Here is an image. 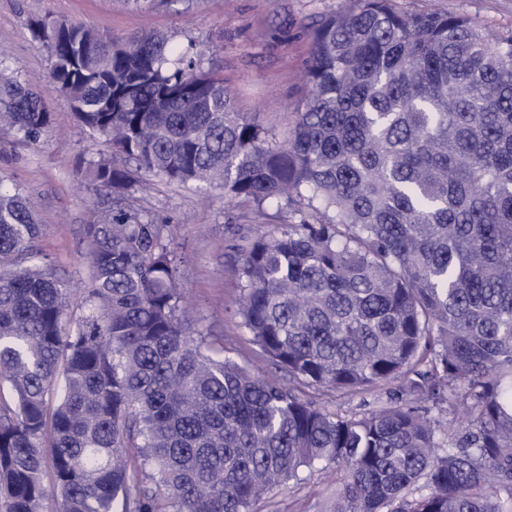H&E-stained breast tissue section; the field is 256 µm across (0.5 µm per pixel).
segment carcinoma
<instances>
[{
	"instance_id": "carcinoma-1",
	"label": "carcinoma",
	"mask_w": 512,
	"mask_h": 512,
	"mask_svg": "<svg viewBox=\"0 0 512 512\" xmlns=\"http://www.w3.org/2000/svg\"><path fill=\"white\" fill-rule=\"evenodd\" d=\"M52 24L31 23L51 84L112 158L87 170L78 300L0 179V512L50 492L59 512H251L319 462L344 473L336 512H512V36L348 0L312 30L281 141L169 37ZM0 125L27 144L51 125L45 91L2 68ZM131 162L286 211L233 250L234 315L288 386L183 315L165 225L123 205ZM393 381L363 415L302 392Z\"/></svg>"
}]
</instances>
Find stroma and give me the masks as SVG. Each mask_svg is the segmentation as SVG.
I'll list each match as a JSON object with an SVG mask.
<instances>
[{
  "mask_svg": "<svg viewBox=\"0 0 512 512\" xmlns=\"http://www.w3.org/2000/svg\"><path fill=\"white\" fill-rule=\"evenodd\" d=\"M397 5L409 12L463 14L492 33H512V0H397ZM340 7L341 0H0L5 63L47 89L53 117L51 128L30 147L15 144L13 135L0 129V178L31 200L43 226L40 249L70 287H84L88 279L83 226L94 212L84 172L89 161L112 150L76 121L66 95L51 90V60L33 41L30 21L48 16L115 37L143 31L167 35L180 48L199 52L203 66L220 68L237 110L257 116L282 140L307 101L310 30ZM128 203L166 224L183 258L179 278L190 301L188 318L210 326L212 335L223 337L227 355L257 376L287 382V372L263 356L234 315L240 294L232 269L234 230L240 224L271 229L283 223L277 206L258 212L243 199H225L222 190L201 193L157 178ZM308 395L340 413H367L385 403L387 390L322 396L312 389ZM339 487V475L317 466L304 471L301 481L263 494L253 510L331 512Z\"/></svg>",
  "mask_w": 512,
  "mask_h": 512,
  "instance_id": "35a3bbf8",
  "label": "stroma"
}]
</instances>
